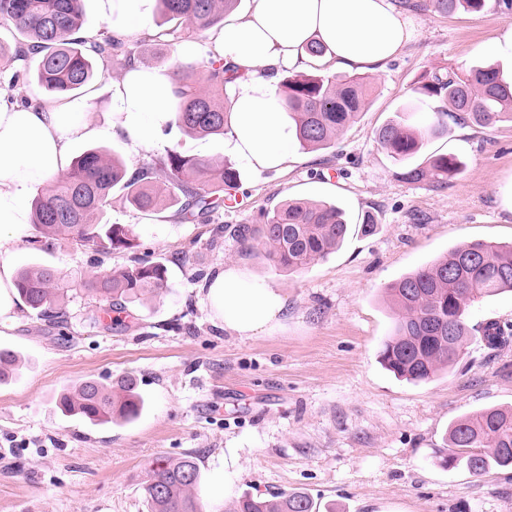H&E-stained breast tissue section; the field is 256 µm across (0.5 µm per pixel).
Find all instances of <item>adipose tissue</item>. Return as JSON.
<instances>
[{"label": "adipose tissue", "mask_w": 512, "mask_h": 512, "mask_svg": "<svg viewBox=\"0 0 512 512\" xmlns=\"http://www.w3.org/2000/svg\"><path fill=\"white\" fill-rule=\"evenodd\" d=\"M109 29L133 35L152 20L156 0H97ZM415 37L413 22L392 0H254L253 9L210 33L211 49L235 75L228 142L255 172L284 169L294 129L289 125L270 68L301 70L305 47L325 46L332 70L375 71ZM167 71L139 65L112 85V128L132 144L159 143L175 118ZM88 112L48 99L24 106L0 99V325L16 306L15 272L5 259L32 235V194L64 174L74 142L97 136ZM211 321L238 337L269 336L282 327L286 300L273 282L226 267L204 280Z\"/></svg>", "instance_id": "ef3b65f1"}]
</instances>
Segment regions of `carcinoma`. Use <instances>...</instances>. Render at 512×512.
<instances>
[{
    "label": "carcinoma",
    "instance_id": "1",
    "mask_svg": "<svg viewBox=\"0 0 512 512\" xmlns=\"http://www.w3.org/2000/svg\"><path fill=\"white\" fill-rule=\"evenodd\" d=\"M84 0H0V27L22 38L12 48L0 41V73L12 78L31 73L43 91L70 96L95 76L93 57L105 58L124 48L122 39L107 35L87 45L81 35ZM239 0H158L163 22L152 40L171 60L175 85V124L189 135L208 136L229 130L232 99L226 85L228 68L206 60L203 79L193 78L194 65L180 59L181 42L224 25V16ZM487 0H419L415 7L439 15L459 9L480 13ZM415 93L441 102L424 127L411 124L407 107L376 131L380 145L397 164L395 176L406 183L428 182L443 188L460 173L462 163L452 154H431L410 165L425 141L446 130L447 119L484 127L512 123V82L492 66L476 67L460 75L434 76ZM279 94L296 139L303 148L328 149L364 111L370 87L354 76L295 74L280 82ZM168 179L201 212H208L209 195L236 184L239 172L230 163L186 156L172 149L164 160ZM123 191L125 201L141 212L176 205L177 195L155 184L153 169L128 173L125 162L104 149L84 151L56 183L41 189L33 202L32 221L39 238L67 236L102 254L135 247L132 229L103 224L101 216L112 204V191ZM348 232L343 211L331 204L286 200L257 224H238L232 230L240 251L264 253L276 268L298 272L336 250ZM60 271L51 266L21 268L15 278L19 298L40 319L67 323L68 289ZM88 293L106 302L92 310L90 320L110 327L104 316L146 306L167 288V267L142 260L82 282ZM512 293V243L463 241L448 254L419 266L386 287L392 328L379 357L385 369L412 383L428 382L451 368L475 334L488 348L505 345L512 326L496 321L482 327L470 324V307L499 294ZM21 359L0 348V385L19 374ZM67 416H79L94 426L129 424L144 411L146 400L135 380L124 376L109 383L84 379L63 390L57 399ZM437 460L444 468L463 466L473 474L512 468V407H489L464 414L451 422L446 447ZM200 467L192 452L163 458L150 466L142 491L149 512H203L199 495ZM225 512H316L306 494L279 493L270 497L245 493Z\"/></svg>",
    "mask_w": 512,
    "mask_h": 512
}]
</instances>
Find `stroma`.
I'll return each instance as SVG.
<instances>
[{"label": "stroma", "mask_w": 512, "mask_h": 512, "mask_svg": "<svg viewBox=\"0 0 512 512\" xmlns=\"http://www.w3.org/2000/svg\"><path fill=\"white\" fill-rule=\"evenodd\" d=\"M413 41L383 70L366 73L370 102L336 146L292 149L281 171L240 167L238 210L194 206L144 214L114 191L103 220L131 226L136 245L100 255L67 237L52 245L19 243L7 256L59 269L69 287V319L47 328L19 307L0 348L22 359L19 378L0 386V512H147L140 485L156 458L194 452L205 512H224L212 477L236 472L233 494L300 491L318 512H512V471L481 475L436 460L457 417L512 406V343L491 351L472 342L456 367L426 383L397 380L378 355L392 326L385 287L462 241L512 242V123L492 127L449 121L414 158L450 153L463 163L446 188L406 183L376 139L395 112L416 105L417 117L440 103L417 98L414 87L437 75L480 64L512 77V55L479 46L512 24V10L488 0L483 12L443 16L414 10ZM129 56L96 60L97 76L80 93L101 134L73 145V155L101 146L128 169L160 170L168 150L234 161L225 136L180 131L153 149H134L110 130L112 84L129 66L168 69L148 34L130 40ZM305 198L336 204L349 232L326 259L291 273L262 253L242 254L224 225L259 221L281 202ZM378 218L362 234L363 212ZM164 262L162 296L106 330L91 325L94 299L81 279L132 265L140 257ZM234 265L271 279L287 305L284 327L242 339L208 315L203 280ZM136 379L148 407L126 425L93 426L63 415L58 395L86 378Z\"/></svg>", "instance_id": "stroma-1"}]
</instances>
